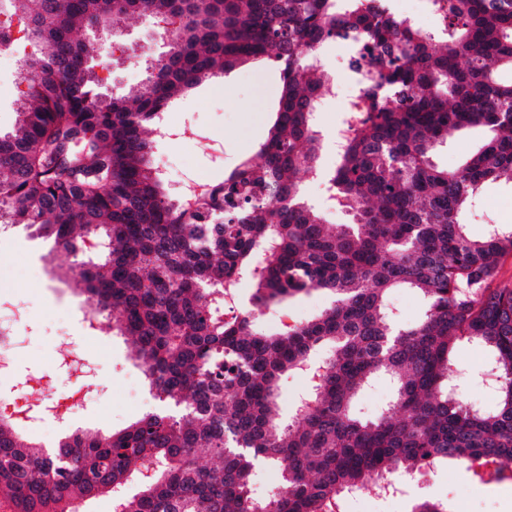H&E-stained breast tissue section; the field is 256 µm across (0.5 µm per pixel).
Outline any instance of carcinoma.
<instances>
[{
	"label": "carcinoma",
	"mask_w": 512,
	"mask_h": 512,
	"mask_svg": "<svg viewBox=\"0 0 512 512\" xmlns=\"http://www.w3.org/2000/svg\"><path fill=\"white\" fill-rule=\"evenodd\" d=\"M440 35L381 0H0L22 53L16 120L0 130V218L53 240L65 276L128 336L158 408L109 434L78 430L53 449L0 416V506L70 512L112 498V512H338L351 493L452 460L512 468V287L493 288L512 225L480 237L465 216L484 186L512 182V0H446ZM131 17L180 19L176 54L136 56L146 81L102 92L86 39ZM358 51L366 84L328 179L350 215L329 224L300 175L320 172L317 51ZM276 60L283 86L259 150L192 208L152 163V127L168 101L245 63ZM482 145L437 166L448 133ZM251 288L224 316L225 296ZM397 289L418 292L422 318L400 322ZM313 290L320 315L267 331V309ZM462 341L490 355L494 408L450 378ZM307 391L280 414L281 382ZM394 384L374 419L357 409L378 376ZM215 460L203 468L198 456ZM259 465L278 491L253 496ZM139 490L130 492L133 480Z\"/></svg>",
	"instance_id": "obj_1"
}]
</instances>
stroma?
<instances>
[{
    "label": "stroma",
    "instance_id": "1",
    "mask_svg": "<svg viewBox=\"0 0 512 512\" xmlns=\"http://www.w3.org/2000/svg\"><path fill=\"white\" fill-rule=\"evenodd\" d=\"M124 29L121 41L126 55L108 58L107 69L100 72L107 89L116 93L146 79L144 68L129 58V50L161 51L157 34L145 20H127ZM280 92V73L267 63L241 66L199 85L189 95L173 99L161 113L162 118L190 130V137L156 141L154 159L162 161L175 179L192 170L210 181H221L265 141ZM489 224H512L511 183L487 184L473 200L467 215L469 234L481 235ZM68 264L67 256L53 250L49 240L32 236L24 227L0 233V300L24 301L31 311L24 325L28 344L17 356L20 369L0 374V395L23 401L38 397L44 389L55 394L65 390L67 382L57 370V356L67 342L87 348L112 388L111 399L89 397L65 425L28 430V438L44 446L78 429L121 430L157 405L140 366L130 357L128 338L112 335L98 341L87 335L81 313L83 296L58 278ZM330 302L324 292L313 291L271 307L259 322L272 328L283 317L305 321L322 313ZM454 357L456 382L463 394L484 407H494L492 383L484 375L487 354L462 342ZM505 486L506 493L496 492L493 486L479 484L457 463L438 461L430 470L416 474L400 501L378 503L364 495L350 504L349 512H410L412 503L421 498L447 504L450 512L464 500L470 512H512V480Z\"/></svg>",
    "mask_w": 512,
    "mask_h": 512
}]
</instances>
